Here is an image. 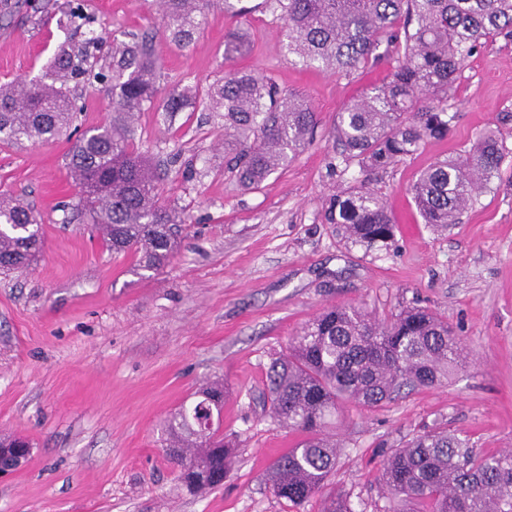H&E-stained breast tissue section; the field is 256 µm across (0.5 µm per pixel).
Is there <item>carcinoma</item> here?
Instances as JSON below:
<instances>
[{
	"instance_id": "obj_1",
	"label": "carcinoma",
	"mask_w": 512,
	"mask_h": 512,
	"mask_svg": "<svg viewBox=\"0 0 512 512\" xmlns=\"http://www.w3.org/2000/svg\"><path fill=\"white\" fill-rule=\"evenodd\" d=\"M209 0H160L163 36L185 48L206 21ZM283 22L286 51L308 66L349 74L396 56L386 80L338 113L333 137L338 164L385 170L446 139L453 117L448 92L473 54L492 36L512 32V0H264ZM90 37L78 49L63 46L50 68L29 81L0 87V142L48 140L77 118L79 78L109 85L112 120L83 132L67 167L106 247L140 256L143 268L168 264L177 225L191 219L165 208L160 186L134 147V113L149 105L179 112L199 96L185 88L159 97L153 38L112 40L94 34L84 0L68 4ZM386 50L378 52L381 44ZM244 33L224 39V59L246 53ZM224 117L226 170L247 189L262 185L310 144L316 113L306 99L279 89L270 75L240 70L224 75L204 96ZM509 155L493 130L465 154L438 159L411 186L423 220L436 230L460 214L500 177ZM327 220L344 238L366 247L388 246L395 224L384 200L368 185L341 187L328 200ZM42 225L22 200L0 193V271L27 266L42 247ZM461 343L448 321L425 309L376 320L355 307H331L309 321L268 373L270 410L277 421L306 434L278 457L269 483L279 498L300 504L320 492L334 471L338 445L323 434L343 401L377 408L403 387H435L462 367ZM224 386L208 384L167 420L169 460L190 492L224 482L233 456L220 426ZM380 480L392 512L422 502L429 512H512V451L477 453L446 429L423 431L389 449Z\"/></svg>"
}]
</instances>
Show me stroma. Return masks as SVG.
Returning <instances> with one entry per match:
<instances>
[{"instance_id":"35a3bbf8","label":"stroma","mask_w":512,"mask_h":512,"mask_svg":"<svg viewBox=\"0 0 512 512\" xmlns=\"http://www.w3.org/2000/svg\"><path fill=\"white\" fill-rule=\"evenodd\" d=\"M48 15L0 19V85L46 71L62 42L81 46L67 0ZM238 15L210 0L193 45L161 34L159 0H87L105 38L154 33L159 85L206 90L226 71L270 74L317 114L313 143L259 189L224 168V123L201 103L166 113L144 107L133 140L162 175L165 204L189 215L167 266L137 269L91 236L67 168L71 139L0 142V192L22 198L43 226L29 266L0 274V436L31 445L27 463L0 476V512H325L345 495L354 512H389L379 475L385 450L445 426L483 454L512 449V162L445 232L423 224L410 187L435 160L471 149L491 129L512 150V36L471 57L448 98L451 136L426 141L384 173L332 171L339 109L387 76L390 65L340 75L304 66L281 48V22L263 0ZM241 29L250 48L224 58ZM84 129L112 117L97 83L77 89ZM367 183L397 231L382 250L347 243L327 223L339 185ZM331 306L383 320L406 307L447 319L465 363L446 385L403 392L378 408L342 403L325 433L343 445L324 488L302 504L276 497L271 463L303 438L274 422L267 372L294 336ZM223 382L221 430L234 445L222 487L188 492L166 455V417L195 391Z\"/></svg>"}]
</instances>
